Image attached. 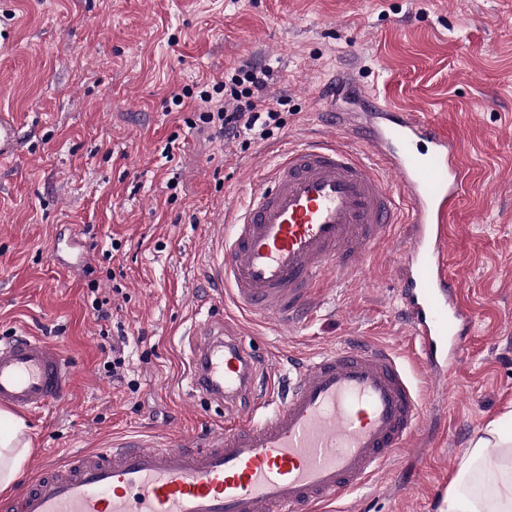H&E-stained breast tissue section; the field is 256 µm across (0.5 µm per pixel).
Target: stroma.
<instances>
[{
	"instance_id": "1",
	"label": "stroma",
	"mask_w": 512,
	"mask_h": 512,
	"mask_svg": "<svg viewBox=\"0 0 512 512\" xmlns=\"http://www.w3.org/2000/svg\"><path fill=\"white\" fill-rule=\"evenodd\" d=\"M245 63L270 67L269 94L288 99L285 126L246 150L200 121L196 99ZM347 67L464 140L474 183L448 267L476 320L445 383L420 367L396 297L410 225H393L362 275L327 280L321 312L294 327L242 316L205 274L225 210L319 134L322 89ZM1 112L25 140L0 162V339L47 337L76 371L65 402L26 416L21 480L115 436L218 430L223 405L184 376L183 333L213 316L259 363L281 351L278 379L347 342L392 348L421 388L419 477L400 480L401 455L335 512H429L474 434L512 410V0H0ZM76 228L89 264L73 273L54 247ZM120 338L130 371L117 382L104 360Z\"/></svg>"
}]
</instances>
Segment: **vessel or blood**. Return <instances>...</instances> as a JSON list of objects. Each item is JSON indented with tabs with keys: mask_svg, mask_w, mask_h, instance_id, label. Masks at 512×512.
I'll list each match as a JSON object with an SVG mask.
<instances>
[{
	"mask_svg": "<svg viewBox=\"0 0 512 512\" xmlns=\"http://www.w3.org/2000/svg\"><path fill=\"white\" fill-rule=\"evenodd\" d=\"M355 121L327 93L323 135L285 148L248 202L225 213L212 285L240 312L288 327L323 301L324 275L364 270L392 225L400 300L423 369L450 380L473 320L448 270V225L470 178L461 140L424 112L372 91ZM21 130L0 114V160ZM189 385L233 422L200 441L139 440L72 454L21 487L0 512H323L368 485L421 430L420 394L386 347L340 346L297 368L285 396L253 397L256 362L224 322L193 324ZM72 365L38 336L0 345V406L36 413L70 393ZM247 400L248 409L238 407Z\"/></svg>",
	"mask_w": 512,
	"mask_h": 512,
	"instance_id": "obj_1",
	"label": "vessel or blood"
}]
</instances>
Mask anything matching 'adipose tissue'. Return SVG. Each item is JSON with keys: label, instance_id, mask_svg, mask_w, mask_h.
Listing matches in <instances>:
<instances>
[{"label": "adipose tissue", "instance_id": "ef3b65f1", "mask_svg": "<svg viewBox=\"0 0 512 512\" xmlns=\"http://www.w3.org/2000/svg\"><path fill=\"white\" fill-rule=\"evenodd\" d=\"M24 420L0 410V491L8 490L22 472L29 444L22 440ZM492 474L487 489L450 486L442 512H512V425L503 420L489 423L477 432L459 461V477L474 469Z\"/></svg>", "mask_w": 512, "mask_h": 512}]
</instances>
